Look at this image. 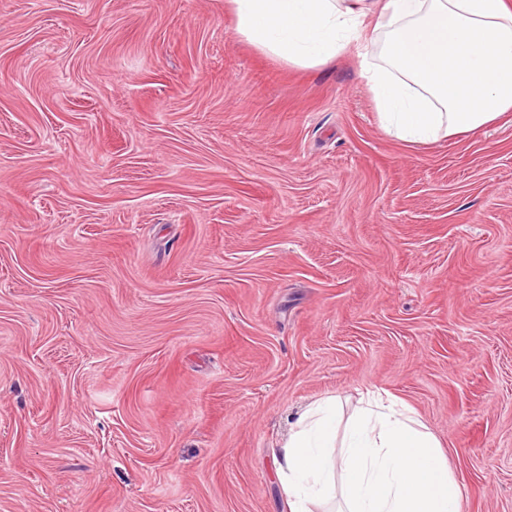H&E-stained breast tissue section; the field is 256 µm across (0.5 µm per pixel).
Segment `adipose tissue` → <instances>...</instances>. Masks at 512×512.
<instances>
[{
	"mask_svg": "<svg viewBox=\"0 0 512 512\" xmlns=\"http://www.w3.org/2000/svg\"><path fill=\"white\" fill-rule=\"evenodd\" d=\"M237 35L289 65L326 64L353 47L382 128L427 144L512 112V0H228ZM340 457H333V448ZM278 473L291 512H462L464 493L437 438L382 397L360 407L344 439L336 402L300 412Z\"/></svg>",
	"mask_w": 512,
	"mask_h": 512,
	"instance_id": "adipose-tissue-1",
	"label": "adipose tissue"
}]
</instances>
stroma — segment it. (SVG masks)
I'll list each match as a JSON object with an SVG mask.
<instances>
[{
  "mask_svg": "<svg viewBox=\"0 0 512 512\" xmlns=\"http://www.w3.org/2000/svg\"><path fill=\"white\" fill-rule=\"evenodd\" d=\"M226 0H0V512H290L367 392L512 512V113L408 144ZM336 439V399L300 412L282 446L278 473L291 512H311L310 504H336L332 449Z\"/></svg>",
  "mask_w": 512,
  "mask_h": 512,
  "instance_id": "1",
  "label": "stroma"
}]
</instances>
